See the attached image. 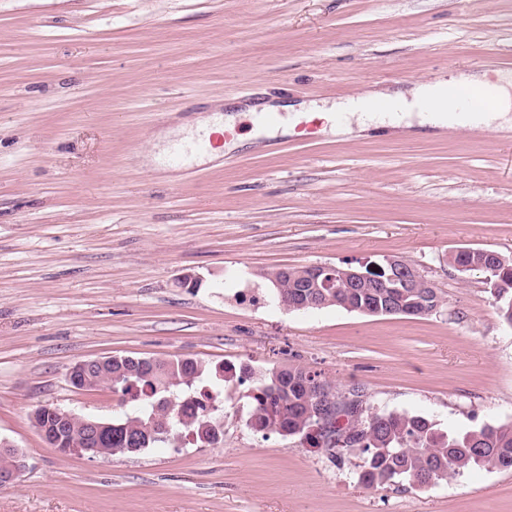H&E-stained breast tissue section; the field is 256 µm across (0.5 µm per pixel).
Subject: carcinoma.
Returning <instances> with one entry per match:
<instances>
[{
	"label": "carcinoma",
	"mask_w": 512,
	"mask_h": 512,
	"mask_svg": "<svg viewBox=\"0 0 512 512\" xmlns=\"http://www.w3.org/2000/svg\"><path fill=\"white\" fill-rule=\"evenodd\" d=\"M457 264L481 268L484 255L460 251L452 256ZM492 279L502 283L493 293L499 316L512 324V262L497 260ZM305 270L293 267L288 275L276 274L272 288L279 304L293 311L335 306L365 315H407L417 309L420 290L399 288L388 275H377L362 288H348L338 278L327 288L310 290ZM232 367L214 369L191 358L157 359L114 356L112 365L93 373L101 385L135 405V410L112 420V447L151 448L173 444L181 433L197 442L212 434L216 418L224 410L205 406L193 397L200 385L212 379L226 380ZM240 378L255 382L251 425L257 431L300 437L313 448L321 447L320 434L311 431L317 412L324 405L339 404L344 392L321 374L305 366L277 364L258 372L245 366ZM348 443L344 450L360 459L358 481L366 487L409 485L417 487L426 478L435 482L456 479L473 469H512V424H486L463 431H443L422 414L374 410L368 406L348 416ZM35 424L63 436L65 446H83L85 429L78 418L63 419L43 406L34 412ZM20 462L17 450L0 448V487L7 486L1 475Z\"/></svg>",
	"instance_id": "carcinoma-1"
}]
</instances>
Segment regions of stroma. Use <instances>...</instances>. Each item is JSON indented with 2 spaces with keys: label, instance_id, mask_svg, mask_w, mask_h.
Here are the masks:
<instances>
[{
  "label": "stroma",
  "instance_id": "1",
  "mask_svg": "<svg viewBox=\"0 0 512 512\" xmlns=\"http://www.w3.org/2000/svg\"><path fill=\"white\" fill-rule=\"evenodd\" d=\"M460 70L512 74V0H0V441L24 461L0 512H512V470L365 487L354 453L255 432L234 377L220 445L66 456L32 419L122 416L67 372L125 355L306 365L445 430L512 422V325L448 262L512 258V129L280 132L162 159L229 98L331 104ZM386 256L436 285L437 312H294L261 277Z\"/></svg>",
  "mask_w": 512,
  "mask_h": 512
}]
</instances>
